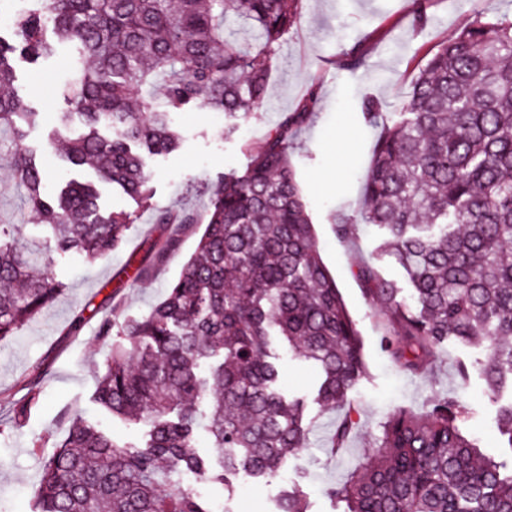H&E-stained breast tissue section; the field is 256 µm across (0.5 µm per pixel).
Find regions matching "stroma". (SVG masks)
Instances as JSON below:
<instances>
[{
    "label": "stroma",
    "mask_w": 512,
    "mask_h": 512,
    "mask_svg": "<svg viewBox=\"0 0 512 512\" xmlns=\"http://www.w3.org/2000/svg\"><path fill=\"white\" fill-rule=\"evenodd\" d=\"M299 8L297 27L277 50L258 116L228 136L223 113L197 106L171 113L181 144L148 163L150 208L137 207L119 188L102 186L104 209L131 213L134 220L121 247L109 257L90 261L79 253L61 251L51 234L29 224L23 193L0 156V221L23 225L26 235L43 241L44 271L65 287L58 300L20 333L0 340V512H35L34 491L44 461L67 436L73 416H82L122 444L142 443L145 423L105 415L93 400L109 359V342L99 334L101 289L107 284L119 294L121 306L112 313L117 320L148 311L161 301L197 247L212 188L225 172L244 170L249 151L263 145L281 113L305 104L313 86L319 97L310 122L296 137L292 160L322 259L363 339L366 375L348 398L355 431L344 448L331 452L328 439L343 412L317 403V367L280 345L276 352L281 388L287 396L304 400L314 422L308 447L289 456L271 479L232 476L231 496L220 485L187 472L178 475V483L195 487L226 512H280L283 491L295 489L303 493L309 512H342L341 503L329 496L327 488L365 462L388 414L399 407L423 409L446 396L458 398L467 409L461 422L464 434L504 469L512 468V452L503 448L497 429L499 404L487 392L476 365L480 350L451 342L424 374L399 370L380 348L383 324L356 277L358 266L376 255L382 236L373 226L359 224L352 236L343 238L335 226L337 217L355 215L360 205L378 135L360 119L363 102L371 99L382 111H394L428 49L455 37L474 12L512 17V0H431V21L422 28L411 23L412 0H301ZM352 49L364 57L363 66L355 71L340 63L343 53ZM72 54L68 44L41 66L22 59L15 63L17 91L43 114L28 129L25 144L36 150L56 182L86 176L85 171L70 170L59 147L50 143L59 128L58 113L68 109ZM331 170L335 180L323 184V176ZM157 208L193 212L198 222L181 231L178 248L163 264L142 278H128L129 258L142 255L146 241L167 234L166 227L153 221ZM79 311L86 320L73 334L69 326ZM464 367L469 370L465 377L460 374ZM32 394L37 402L30 415L15 422L16 403Z\"/></svg>",
    "instance_id": "obj_1"
}]
</instances>
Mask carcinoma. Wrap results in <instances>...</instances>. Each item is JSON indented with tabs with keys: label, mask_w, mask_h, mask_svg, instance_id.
<instances>
[{
	"label": "carcinoma",
	"mask_w": 512,
	"mask_h": 512,
	"mask_svg": "<svg viewBox=\"0 0 512 512\" xmlns=\"http://www.w3.org/2000/svg\"><path fill=\"white\" fill-rule=\"evenodd\" d=\"M15 11L14 38L0 36V134L10 135L13 176L33 223L50 227L62 251L90 259L118 249L126 212L104 213L91 182L46 192V175L25 145L41 113L15 87L13 61L36 63L74 43L63 127L64 157L101 183H118L151 206L147 159L179 144L169 114L189 105L224 113L229 125L263 104L277 49L297 23L299 0H39ZM230 17L251 33L243 49L224 37ZM165 86L155 104L152 88ZM284 113L245 169L213 189L197 250L149 312L100 334L110 362L94 401L107 413L144 421L138 447L120 446L84 418L45 460L37 512H212L175 476L190 471L234 493L228 475H276L308 444L303 403L278 387L277 336L322 371L317 398L347 405L365 370L363 345L316 245L314 224L290 161L292 140L316 104ZM363 123L380 129L360 221L382 236L380 256L405 272L408 295L374 262L357 276L382 319V347L404 372L426 371L450 339L482 349L487 391L512 390V18L476 12L451 41L428 53L400 108L389 116L367 100ZM154 223H197L191 212L157 210ZM176 235L145 243L135 263L160 265ZM35 237L0 224V339L16 335L55 302L63 285L36 277ZM464 406L451 396L423 412L399 410L383 424L375 451L329 495L343 512H512V472L483 455L459 427ZM499 424L512 449V403ZM356 427L352 410L331 437L341 448ZM203 430L219 469L199 454ZM280 512H307L298 491Z\"/></svg>",
	"instance_id": "cac0c4a2"
}]
</instances>
